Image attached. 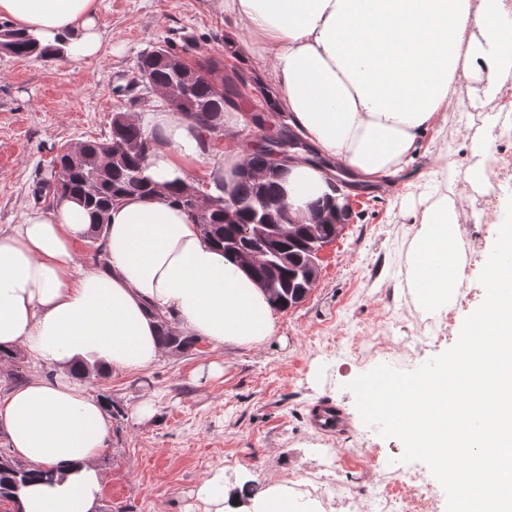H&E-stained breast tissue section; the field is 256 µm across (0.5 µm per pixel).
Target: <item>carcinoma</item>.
Wrapping results in <instances>:
<instances>
[{
    "instance_id": "1",
    "label": "carcinoma",
    "mask_w": 512,
    "mask_h": 512,
    "mask_svg": "<svg viewBox=\"0 0 512 512\" xmlns=\"http://www.w3.org/2000/svg\"><path fill=\"white\" fill-rule=\"evenodd\" d=\"M0 45L19 59L37 55L54 59L64 53L65 41L42 45L7 24L0 26ZM177 55L167 43L146 53L141 60L137 83L151 90L158 86L169 90L183 102L182 113L192 114L203 135H213L211 115L235 106L230 99L233 89L225 87L223 78H213L212 70L188 67L175 71L167 58ZM298 138L286 126H281L255 146L244 162L246 173L231 188L233 218L224 217V197L202 193L189 199L185 191L177 193L176 201L196 224L207 225L206 235L236 259L250 252L260 254L258 263L247 270L268 294L277 309H288L303 301L316 280V269L310 261L314 247L336 239V222L349 220L350 213L336 200L326 203L328 214L315 224H281L283 196L278 187L279 175L271 172L273 154L281 146ZM154 142L138 120L127 111L115 112L109 132L102 139L85 142L87 152L95 162L64 170L55 183L45 181L36 187L37 194L52 196L55 203L76 200L92 216L88 238L93 243L94 257L100 269L107 268L104 237L105 219L112 204L129 195H147L156 191L157 184L146 175L147 161ZM162 344L173 353L191 350L197 338L176 333L172 321L156 312ZM51 471L37 466L24 468L11 457L0 462V497L16 499L26 485L51 481Z\"/></svg>"
}]
</instances>
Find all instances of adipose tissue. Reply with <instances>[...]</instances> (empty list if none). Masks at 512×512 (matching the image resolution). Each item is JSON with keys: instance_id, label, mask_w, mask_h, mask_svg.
I'll return each mask as SVG.
<instances>
[{"instance_id": "adipose-tissue-1", "label": "adipose tissue", "mask_w": 512, "mask_h": 512, "mask_svg": "<svg viewBox=\"0 0 512 512\" xmlns=\"http://www.w3.org/2000/svg\"><path fill=\"white\" fill-rule=\"evenodd\" d=\"M241 46L270 61L277 110L332 163L379 184L414 162L421 138L462 105V87L480 86L472 108L512 91V8L504 0H224ZM99 0H0V19L41 44L66 40L72 57L101 48ZM157 133L147 173L159 185L129 196L108 215V269L82 268L76 248L91 217L77 202L29 210L0 232V347L58 369L0 398V429L12 458L55 472L32 483L15 512H92L105 480L111 415L78 383L84 366L106 373L145 370L163 355L152 317L214 347L258 349L277 334L264 290L203 236L174 201L191 173L218 196L247 151L230 143L211 155L198 128L176 109L150 113ZM435 178L407 195L418 228L409 246V286L425 309L457 305L465 277L460 214L440 178L448 147L433 157ZM329 171L300 161L280 182L293 211L309 215L331 195ZM204 512H328L294 489L270 483L263 495L225 485L223 471L197 491Z\"/></svg>"}]
</instances>
